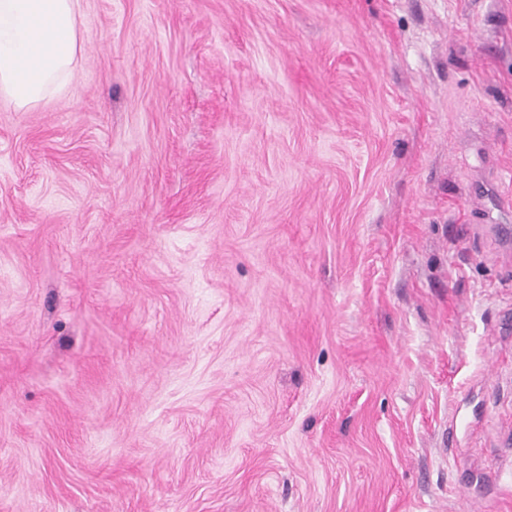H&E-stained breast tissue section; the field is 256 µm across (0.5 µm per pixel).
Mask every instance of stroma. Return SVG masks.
I'll return each mask as SVG.
<instances>
[{
    "label": "stroma",
    "mask_w": 512,
    "mask_h": 512,
    "mask_svg": "<svg viewBox=\"0 0 512 512\" xmlns=\"http://www.w3.org/2000/svg\"><path fill=\"white\" fill-rule=\"evenodd\" d=\"M0 99V512H512V0H82Z\"/></svg>",
    "instance_id": "1"
}]
</instances>
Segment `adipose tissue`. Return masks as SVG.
Returning a JSON list of instances; mask_svg holds the SVG:
<instances>
[{"label": "adipose tissue", "mask_w": 512, "mask_h": 512, "mask_svg": "<svg viewBox=\"0 0 512 512\" xmlns=\"http://www.w3.org/2000/svg\"><path fill=\"white\" fill-rule=\"evenodd\" d=\"M81 0H0V96L16 109L66 88Z\"/></svg>", "instance_id": "1"}]
</instances>
